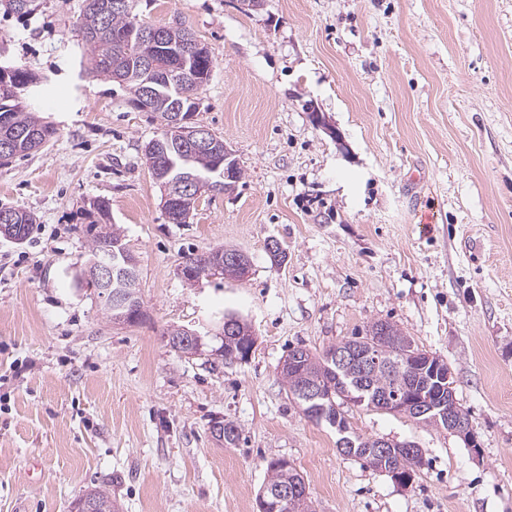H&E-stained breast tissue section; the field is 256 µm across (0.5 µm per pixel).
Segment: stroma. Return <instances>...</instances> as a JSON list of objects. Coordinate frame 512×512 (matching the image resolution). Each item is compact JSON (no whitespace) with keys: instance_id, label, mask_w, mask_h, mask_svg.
<instances>
[{"instance_id":"35a3bbf8","label":"stroma","mask_w":512,"mask_h":512,"mask_svg":"<svg viewBox=\"0 0 512 512\" xmlns=\"http://www.w3.org/2000/svg\"><path fill=\"white\" fill-rule=\"evenodd\" d=\"M81 9L0 6V63L40 78L27 100L57 129L0 166V207L36 217L23 242L0 237V512H71L96 487L118 512H259L278 458L314 512H512V0H138L207 46L194 120L242 170L185 224L143 156L159 122L89 73ZM97 199L137 259L136 324L75 283ZM217 248L246 253L249 277L185 283L184 255ZM226 311L256 331L248 360L167 346L170 326ZM378 320L447 361L479 444L344 405L357 434L422 448L408 487L342 455L280 376L290 348ZM224 419L235 446L211 435Z\"/></svg>"}]
</instances>
